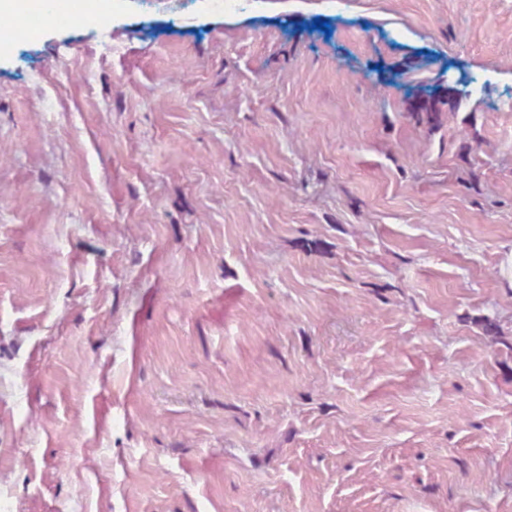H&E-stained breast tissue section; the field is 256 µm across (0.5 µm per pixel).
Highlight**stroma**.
I'll return each mask as SVG.
<instances>
[{
  "instance_id": "1",
  "label": "stroma",
  "mask_w": 512,
  "mask_h": 512,
  "mask_svg": "<svg viewBox=\"0 0 512 512\" xmlns=\"http://www.w3.org/2000/svg\"><path fill=\"white\" fill-rule=\"evenodd\" d=\"M0 512H512V0L0 50Z\"/></svg>"
}]
</instances>
